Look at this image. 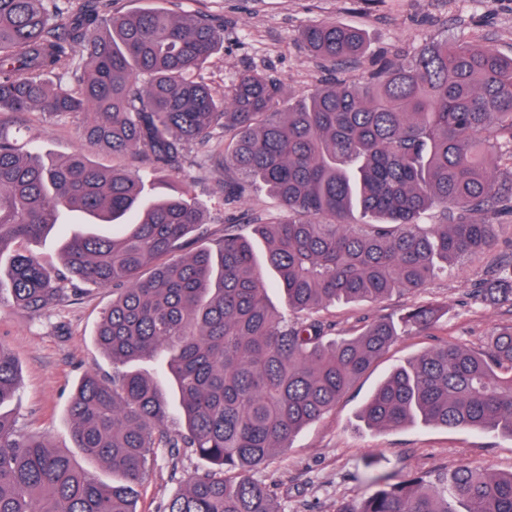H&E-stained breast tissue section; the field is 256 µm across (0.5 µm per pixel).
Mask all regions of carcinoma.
Returning <instances> with one entry per match:
<instances>
[{"instance_id": "obj_1", "label": "carcinoma", "mask_w": 512, "mask_h": 512, "mask_svg": "<svg viewBox=\"0 0 512 512\" xmlns=\"http://www.w3.org/2000/svg\"><path fill=\"white\" fill-rule=\"evenodd\" d=\"M115 0H0V114H86L82 136L131 152L147 171L102 170L81 152L49 160L0 130V290L40 314L70 278L112 288L96 341L112 380L86 375L69 404L76 448L105 464L106 484L4 412L20 385L0 343V512H135L130 496L160 448H189L208 468L164 512H283L256 470L324 418L399 336L433 334L442 309L414 305L334 339L321 311L413 293L470 257L499 248L512 216V57L478 40L426 44L380 62L373 81L323 85L282 105L279 80L242 76L229 103L204 74L224 28L203 12H121ZM310 53L334 66L363 52L362 33L306 25ZM224 140V205L265 190L283 216L252 234L224 225L215 251L164 258L207 233L189 183L153 194L152 177L194 145ZM432 212L439 224L423 223ZM77 213L109 235L74 233L62 269L23 244ZM294 317L269 303L266 269ZM512 304V259L480 290ZM178 417L183 427H171ZM368 428L420 419L512 437V327L482 350L443 343L396 367L362 407ZM336 512H512V472L469 461L395 480Z\"/></svg>"}]
</instances>
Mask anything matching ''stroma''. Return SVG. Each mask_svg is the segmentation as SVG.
Wrapping results in <instances>:
<instances>
[{"instance_id":"stroma-1","label":"stroma","mask_w":512,"mask_h":512,"mask_svg":"<svg viewBox=\"0 0 512 512\" xmlns=\"http://www.w3.org/2000/svg\"><path fill=\"white\" fill-rule=\"evenodd\" d=\"M178 9L202 10L224 20V44L206 71L214 85L232 94L240 77L262 72L279 79L284 99L308 98L322 84L340 80L365 85L377 63L423 44L465 36L512 56V0H176ZM332 20L361 30L366 50L359 60L330 72L310 57L299 38L306 24ZM0 129L43 153L63 157L82 152L101 167L140 168L134 156H112L87 144L79 121H57L37 112L0 116ZM207 146H195L182 169L166 173L158 191L188 180L207 207L209 232L204 247L220 242L225 223H253L279 212L278 200L256 193L233 208L224 206V180L207 158ZM495 252L466 262L463 270L432 279L415 293H396L377 303L329 306L336 331L380 316L399 315L415 304L438 302L447 312L439 339L481 347L500 328L512 325V307H490L474 293L490 277ZM112 291L79 281L68 284L63 301L38 315L18 308L10 295L0 296V342L16 358L21 388L9 411L21 432L44 437L53 448L78 458L96 478L111 482L104 465L82 458L71 436L67 409L79 381L87 374H111L112 362L95 341ZM434 339L405 336L362 375L321 421L300 431L291 448L276 452L256 474L270 486L285 512H336L344 501L364 492L359 480L369 470L402 478L450 469L460 460L497 473L512 471V437L492 431L447 428L408 422L392 430L367 428L358 419L363 402L394 367L406 364ZM206 464L191 449L177 455L159 451L134 492L136 512H162Z\"/></svg>"}]
</instances>
